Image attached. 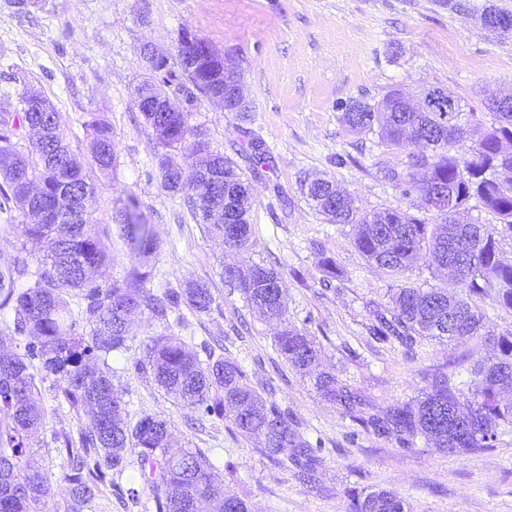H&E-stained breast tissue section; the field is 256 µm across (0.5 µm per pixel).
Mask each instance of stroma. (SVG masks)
I'll return each instance as SVG.
<instances>
[{
  "instance_id": "stroma-1",
  "label": "stroma",
  "mask_w": 512,
  "mask_h": 512,
  "mask_svg": "<svg viewBox=\"0 0 512 512\" xmlns=\"http://www.w3.org/2000/svg\"><path fill=\"white\" fill-rule=\"evenodd\" d=\"M463 2L466 9L458 12L449 0H40L21 13L0 0V112L22 111L24 90H38L60 113L70 149L81 158L88 155L87 124L101 119L112 127L118 186L99 187L88 203L93 222L106 230L102 242L112 258L102 283L122 281L128 266L114 220L128 191L159 241L151 289L193 279L213 291L211 311L183 312L178 334L194 349L223 341L225 356L245 368L251 385L259 391L274 386V400L293 413L304 437L322 443L320 481L305 485L292 467L233 434L228 420L194 417L134 371L149 337L161 331L149 316L135 317L129 350L112 359L129 420L166 419L173 447L200 449L223 472L226 491L253 512H347L351 492L377 488L396 492L410 512H512V427H498L493 448L464 456L439 452L421 438L403 448L358 430L319 395L313 377L297 374L278 354L279 325L261 320L220 276L225 264L275 258L287 286L289 324L315 336L324 367L362 395L370 413L411 400L440 372L470 397L469 370L493 358L496 337L512 333V311L481 300L482 335L427 339L413 357L375 342L367 332L369 308L387 303L396 279L354 248L351 225L326 222L299 192L301 178L320 175L336 181L358 207L415 211L419 198L402 196L381 175L402 165L405 153L349 131L336 105L350 98L374 104L395 87L441 88L464 111L492 121L488 94L512 92V33L491 31L480 15L487 8L512 13V0ZM185 30L233 62L251 104L245 117L198 97L192 125L221 153L252 131L273 157L272 169L252 181L253 230L245 253L210 238L179 199L161 189L162 148L133 96L145 75L143 47L176 56ZM340 155L345 165H337ZM324 256L344 272L327 287ZM61 388L50 379L40 385L47 418L31 448L52 495L39 512L66 508L56 438L76 434L79 419ZM136 473L131 465L113 475L95 499L97 512H152L147 497L127 494Z\"/></svg>"
}]
</instances>
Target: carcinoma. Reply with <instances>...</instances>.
Instances as JSON below:
<instances>
[{"label": "carcinoma", "instance_id": "cac0c4a2", "mask_svg": "<svg viewBox=\"0 0 512 512\" xmlns=\"http://www.w3.org/2000/svg\"><path fill=\"white\" fill-rule=\"evenodd\" d=\"M183 49L167 59L134 90L139 112L166 148L158 157L161 187L182 197L184 205L207 233L224 245L248 251L252 183L228 155L214 153L189 123L197 96L224 94L221 59L203 44L192 57ZM174 86L184 101L169 97ZM431 110H412L406 93L394 88L378 103L351 99L337 106L342 123L352 131L373 134L378 145L403 151V167L383 169V177L405 197L416 194L421 213L400 208L359 209L337 185L326 179H304L300 191L308 204L332 224H353L351 244L369 262L399 279L422 255L436 266L457 273L460 292L400 284L392 306L370 311L368 332L383 344H398L412 353L423 339L458 341L481 335L484 316L475 299L488 298L512 310V263L501 259V242L512 239V105L493 113L486 125L477 113L461 123L462 108L450 93L423 91ZM23 112L0 113V211L21 205L17 224L21 247L0 264V313L5 328L27 339L25 352L0 353V512H32L52 495L43 466L33 457L29 438L45 425V409L34 397L36 379L64 382L70 409L89 415L79 427V447L65 438L60 452L66 461L61 480L67 486L66 512H86L99 486L112 483V472L127 466V450H137L138 486L129 496L148 493L155 512H251L243 499L224 491V475L199 451L169 448L168 422L144 415L127 421L112 382V356L129 350L132 314L167 321L186 308L211 311L214 296L208 283L186 281L156 294L148 287L152 260L159 248L146 220L122 210L118 225L129 256L120 283L106 285L93 275L109 261L101 244L100 225L92 222L85 200L98 184L66 142L62 117L35 89L22 94ZM35 137L23 141L21 128ZM233 148L245 154L254 175L270 168L272 156L261 138L244 132ZM468 141L464 153L456 143ZM90 166L108 185L117 181V154L112 126L94 121L90 127ZM477 202L493 213L496 224H458V213ZM224 283L239 292L247 306L266 320L284 321L288 314L285 278L273 265L252 261L247 269L226 266ZM275 347L297 372L307 374L322 350L294 326H284ZM497 355L473 369L478 389L463 400L444 374L421 396L378 416L365 412L366 401L330 372L319 374L316 388L342 407L367 433L407 447L423 437L450 454L491 447L497 425L512 424V333L496 339ZM206 360L166 327L150 337L146 358L135 372L148 375L184 407L229 419L238 434L255 441L268 459L291 462L306 484L317 481L320 459L298 432L288 411L257 391L237 361L205 347ZM349 512H407V504L385 489L351 495Z\"/></svg>", "mask_w": 512, "mask_h": 512}]
</instances>
